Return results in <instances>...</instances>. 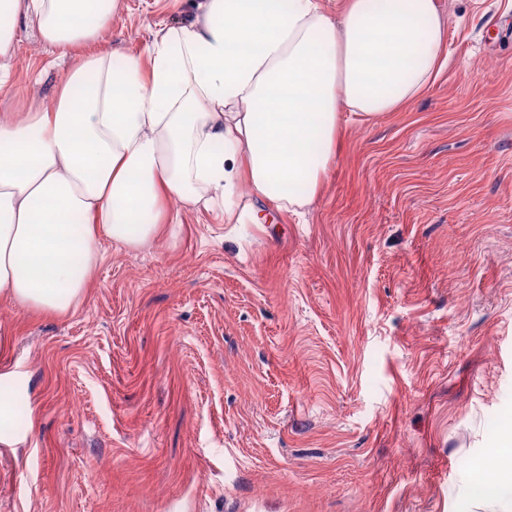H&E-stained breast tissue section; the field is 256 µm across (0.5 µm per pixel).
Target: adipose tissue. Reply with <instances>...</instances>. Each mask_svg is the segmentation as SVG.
<instances>
[{
	"instance_id": "obj_1",
	"label": "adipose tissue",
	"mask_w": 512,
	"mask_h": 512,
	"mask_svg": "<svg viewBox=\"0 0 512 512\" xmlns=\"http://www.w3.org/2000/svg\"><path fill=\"white\" fill-rule=\"evenodd\" d=\"M121 0H0V89L15 26L65 54L96 42ZM201 0L148 57L85 56L48 104L0 115V293L65 313L99 236L140 248L177 201L250 199L298 211L316 195L347 116L418 98L446 62L436 0Z\"/></svg>"
}]
</instances>
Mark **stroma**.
Wrapping results in <instances>:
<instances>
[{
    "mask_svg": "<svg viewBox=\"0 0 512 512\" xmlns=\"http://www.w3.org/2000/svg\"><path fill=\"white\" fill-rule=\"evenodd\" d=\"M197 3L124 0L63 58L18 23L0 113ZM436 3L447 65L343 126L303 213L174 203L99 237L76 309L0 296V512H504L472 471L512 423V0Z\"/></svg>",
    "mask_w": 512,
    "mask_h": 512,
    "instance_id": "35a3bbf8",
    "label": "stroma"
}]
</instances>
